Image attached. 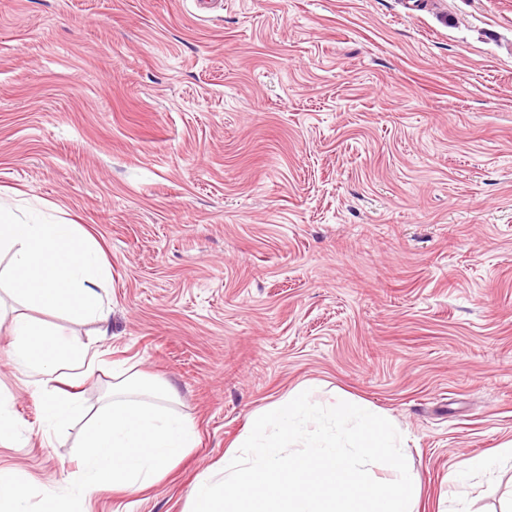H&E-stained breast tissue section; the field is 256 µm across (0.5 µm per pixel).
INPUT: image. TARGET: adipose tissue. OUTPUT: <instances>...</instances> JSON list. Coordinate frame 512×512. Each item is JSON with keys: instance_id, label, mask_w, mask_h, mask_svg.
I'll use <instances>...</instances> for the list:
<instances>
[{"instance_id": "adipose-tissue-1", "label": "adipose tissue", "mask_w": 512, "mask_h": 512, "mask_svg": "<svg viewBox=\"0 0 512 512\" xmlns=\"http://www.w3.org/2000/svg\"><path fill=\"white\" fill-rule=\"evenodd\" d=\"M10 256L1 278L12 293L26 303L63 311L79 318L107 324L109 311L100 290L110 275L98 244L78 224L19 217L0 200V253ZM11 358L21 369L41 376L48 386L43 393L45 420L60 429L85 408L79 395L55 390L63 376L83 380L93 370L97 355L90 345L65 340L60 331L40 325L24 314L12 317L9 325ZM512 463V441L492 453L459 460L448 473L455 512H471L466 492L469 479Z\"/></svg>"}]
</instances>
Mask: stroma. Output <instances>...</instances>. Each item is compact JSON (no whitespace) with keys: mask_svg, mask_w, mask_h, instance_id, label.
Segmentation results:
<instances>
[{"mask_svg":"<svg viewBox=\"0 0 512 512\" xmlns=\"http://www.w3.org/2000/svg\"><path fill=\"white\" fill-rule=\"evenodd\" d=\"M0 0V196L80 224L112 278V367L174 389L197 444L85 512H185L249 417L300 385L406 432L417 512L512 440V0ZM0 327L22 425L0 468L63 488L83 420L47 429Z\"/></svg>","mask_w":512,"mask_h":512,"instance_id":"35a3bbf8","label":"stroma"}]
</instances>
